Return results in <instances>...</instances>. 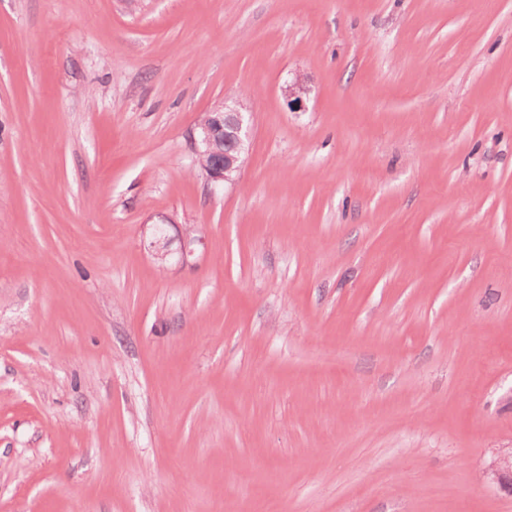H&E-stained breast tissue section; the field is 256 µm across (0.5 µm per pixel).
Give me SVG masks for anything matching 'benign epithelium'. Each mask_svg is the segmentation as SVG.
Wrapping results in <instances>:
<instances>
[{"label":"benign epithelium","instance_id":"7a95c632","mask_svg":"<svg viewBox=\"0 0 512 512\" xmlns=\"http://www.w3.org/2000/svg\"><path fill=\"white\" fill-rule=\"evenodd\" d=\"M308 88L301 78H295L288 85V96L294 106L303 107L304 97ZM251 118L244 101L235 96H227L224 103L208 112L205 123L198 125L197 136L193 137L195 153H200L203 146L210 147L222 144L225 140L231 141V147L216 155L206 168V175L214 185L232 182L240 170L242 155L250 139ZM178 228V225L161 223L154 225V233L149 247L157 259L167 260L172 255L170 249L174 240H183L182 236L173 237L169 229ZM483 477L495 484L500 491L512 496V448H499L495 452Z\"/></svg>","mask_w":512,"mask_h":512}]
</instances>
